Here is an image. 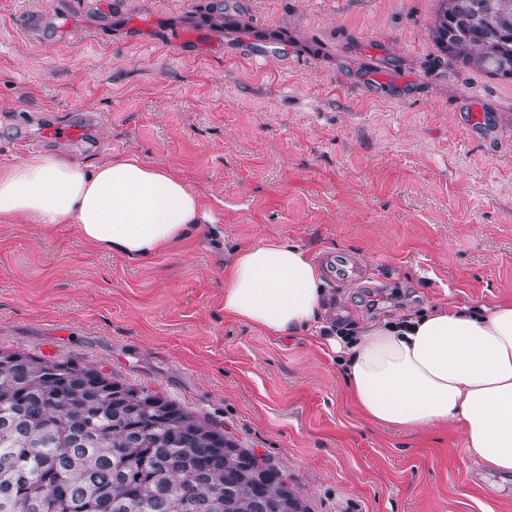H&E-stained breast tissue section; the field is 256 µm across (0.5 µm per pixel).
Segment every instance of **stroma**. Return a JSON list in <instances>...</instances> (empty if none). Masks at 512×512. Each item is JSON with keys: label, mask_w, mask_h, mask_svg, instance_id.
I'll list each match as a JSON object with an SVG mask.
<instances>
[{"label": "stroma", "mask_w": 512, "mask_h": 512, "mask_svg": "<svg viewBox=\"0 0 512 512\" xmlns=\"http://www.w3.org/2000/svg\"><path fill=\"white\" fill-rule=\"evenodd\" d=\"M438 8L0 0V165L67 120L86 136L45 152L136 153L216 218L141 260L73 224L0 223V349L158 392L274 464L309 512H512V479L483 471L460 426L374 424L310 334L224 314L229 258L260 240L306 249L336 322L512 301V79L442 51ZM339 259L359 279L336 280Z\"/></svg>", "instance_id": "1"}]
</instances>
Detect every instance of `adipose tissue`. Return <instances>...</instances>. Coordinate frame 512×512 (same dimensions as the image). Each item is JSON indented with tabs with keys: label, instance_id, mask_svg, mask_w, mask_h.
<instances>
[{
	"label": "adipose tissue",
	"instance_id": "adipose-tissue-1",
	"mask_svg": "<svg viewBox=\"0 0 512 512\" xmlns=\"http://www.w3.org/2000/svg\"><path fill=\"white\" fill-rule=\"evenodd\" d=\"M178 174L134 153L82 164L64 153L0 166L1 224H73L93 247L145 258L213 223ZM321 271L298 245L260 241L235 251L224 314L285 336L319 331L351 400L382 426H461L468 451L512 474V302L472 310L442 305L347 333L331 330Z\"/></svg>",
	"mask_w": 512,
	"mask_h": 512
}]
</instances>
